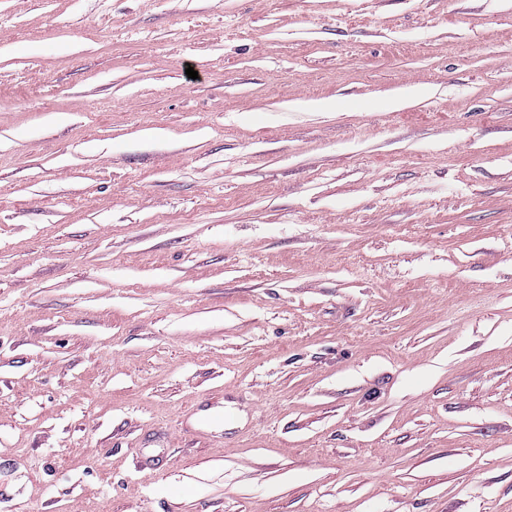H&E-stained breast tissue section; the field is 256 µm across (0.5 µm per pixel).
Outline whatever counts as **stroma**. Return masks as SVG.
<instances>
[{"label":"stroma","instance_id":"35a3bbf8","mask_svg":"<svg viewBox=\"0 0 512 512\" xmlns=\"http://www.w3.org/2000/svg\"><path fill=\"white\" fill-rule=\"evenodd\" d=\"M0 512H512V0H0Z\"/></svg>","mask_w":512,"mask_h":512}]
</instances>
